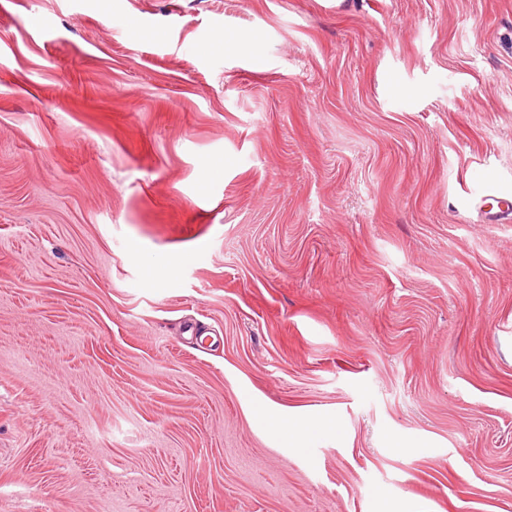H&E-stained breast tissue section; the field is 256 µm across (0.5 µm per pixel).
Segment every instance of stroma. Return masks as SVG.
Returning <instances> with one entry per match:
<instances>
[{
	"instance_id": "stroma-1",
	"label": "stroma",
	"mask_w": 512,
	"mask_h": 512,
	"mask_svg": "<svg viewBox=\"0 0 512 512\" xmlns=\"http://www.w3.org/2000/svg\"><path fill=\"white\" fill-rule=\"evenodd\" d=\"M489 189L512 0H0V512H512ZM254 416L260 418L280 436L288 438L289 444L294 445L292 447L295 449H302L300 445L310 433V428L305 424L279 413L256 410ZM375 512H426L422 504L413 500L394 499L381 492L374 493Z\"/></svg>"
}]
</instances>
